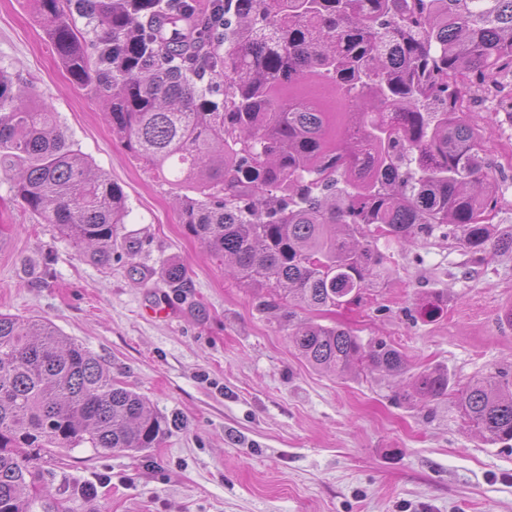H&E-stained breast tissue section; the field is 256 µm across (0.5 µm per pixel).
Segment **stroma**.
<instances>
[{
  "mask_svg": "<svg viewBox=\"0 0 512 512\" xmlns=\"http://www.w3.org/2000/svg\"><path fill=\"white\" fill-rule=\"evenodd\" d=\"M0 68L33 83L76 147L123 187L129 210L101 267L0 179V312L50 321L168 423L158 447L137 453L57 449L34 512H58L91 485L82 512H512V447L487 441L458 407L474 376L512 366V253L481 261L439 229L378 240L388 277L322 321L385 339L411 372L447 368V399L400 403L399 377H341L300 358L290 333L306 312L264 309L267 290L240 283L185 233L173 186L113 133L27 0H0ZM488 108L473 91L497 167L494 222L512 227V119L487 122ZM171 263L186 266L185 287L164 284ZM431 294L444 299L443 317L416 319ZM162 303L168 316H151Z\"/></svg>",
  "mask_w": 512,
  "mask_h": 512,
  "instance_id": "1",
  "label": "stroma"
}]
</instances>
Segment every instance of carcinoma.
<instances>
[{"mask_svg":"<svg viewBox=\"0 0 512 512\" xmlns=\"http://www.w3.org/2000/svg\"><path fill=\"white\" fill-rule=\"evenodd\" d=\"M31 4L68 73L107 101L112 132L188 190L187 232L241 283L269 289L272 307L323 314L359 302L387 272L375 237L411 242L445 227L481 259L512 253V228L492 232L495 166L463 105L512 73V0ZM0 178L84 260L111 265L123 188L2 69ZM164 278L182 286L187 270L170 264ZM415 313L435 321L443 300ZM291 340L320 370L407 375L404 403L448 397L447 369L410 374L384 339L365 346L308 319ZM458 405L490 441H512V367L472 379ZM166 434L84 346L46 320L0 313V512H33L56 448L139 452Z\"/></svg>","mask_w":512,"mask_h":512,"instance_id":"cac0c4a2","label":"carcinoma"}]
</instances>
